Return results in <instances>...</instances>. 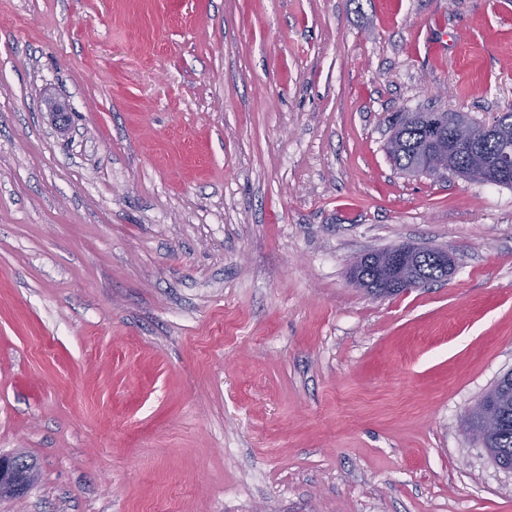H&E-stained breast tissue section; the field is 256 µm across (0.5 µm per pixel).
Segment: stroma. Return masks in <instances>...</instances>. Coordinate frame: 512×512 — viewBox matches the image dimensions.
Masks as SVG:
<instances>
[{
	"mask_svg": "<svg viewBox=\"0 0 512 512\" xmlns=\"http://www.w3.org/2000/svg\"><path fill=\"white\" fill-rule=\"evenodd\" d=\"M510 104L512 0H0V512H512V187L386 151ZM421 112L397 115L392 124L388 151L395 166L414 171L426 148V140L420 138ZM416 253L417 247L408 244L382 254L376 270V280L380 288H386L390 294H400L423 286L422 281L406 277L400 271L406 261ZM413 270L427 283L438 282L448 277V269L440 265L429 253H417ZM487 404L499 413L498 425L489 433L483 432L480 413L473 412L467 427L474 432L491 458L504 469H512V373L504 375L486 395ZM35 479L34 469L19 464L15 456L0 455V492L22 494Z\"/></svg>",
	"mask_w": 512,
	"mask_h": 512,
	"instance_id": "obj_1",
	"label": "stroma"
}]
</instances>
